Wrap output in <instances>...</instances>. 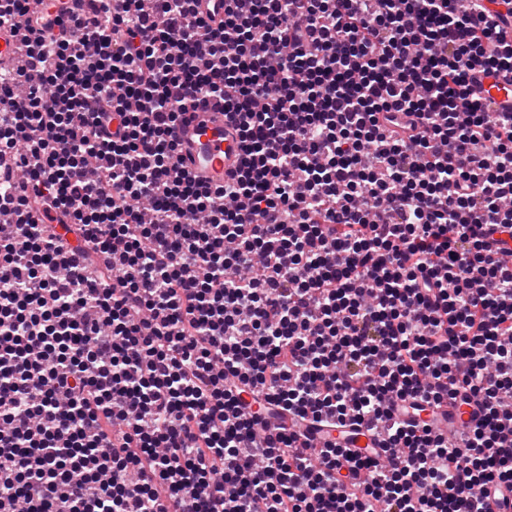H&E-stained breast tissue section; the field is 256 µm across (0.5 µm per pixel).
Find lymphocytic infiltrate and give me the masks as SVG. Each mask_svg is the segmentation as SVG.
<instances>
[{
  "label": "lymphocytic infiltrate",
  "instance_id": "1",
  "mask_svg": "<svg viewBox=\"0 0 512 512\" xmlns=\"http://www.w3.org/2000/svg\"><path fill=\"white\" fill-rule=\"evenodd\" d=\"M0 0V512H490L512 489V0ZM239 171L187 178L186 99ZM261 402L251 410V399ZM480 404L463 450L415 410ZM387 422L382 461L297 422ZM19 38L9 28L0 29V65L8 63L13 66L21 65L17 54ZM473 90L492 112H512V72L500 71L496 75L474 73Z\"/></svg>",
  "mask_w": 512,
  "mask_h": 512
}]
</instances>
